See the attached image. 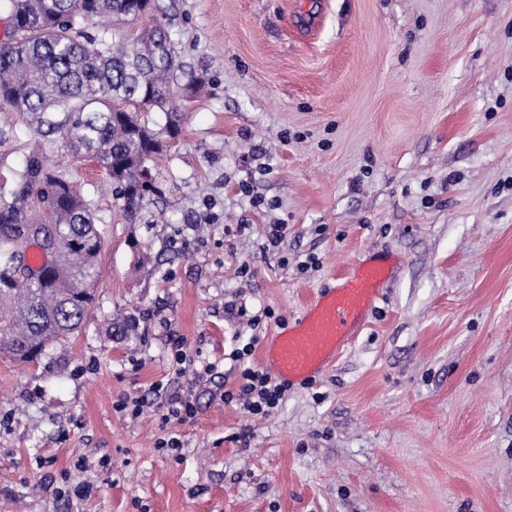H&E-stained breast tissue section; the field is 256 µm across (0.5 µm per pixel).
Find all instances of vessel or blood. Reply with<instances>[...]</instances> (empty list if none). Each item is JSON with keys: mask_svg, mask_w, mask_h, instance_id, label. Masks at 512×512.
<instances>
[{"mask_svg": "<svg viewBox=\"0 0 512 512\" xmlns=\"http://www.w3.org/2000/svg\"><path fill=\"white\" fill-rule=\"evenodd\" d=\"M390 275V257L358 262L321 289L294 323L278 328L262 346L270 374L286 384L314 378L332 364L364 324Z\"/></svg>", "mask_w": 512, "mask_h": 512, "instance_id": "b4317fda", "label": "vessel or blood"}]
</instances>
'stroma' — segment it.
I'll return each instance as SVG.
<instances>
[{
	"mask_svg": "<svg viewBox=\"0 0 512 512\" xmlns=\"http://www.w3.org/2000/svg\"><path fill=\"white\" fill-rule=\"evenodd\" d=\"M159 3L205 86L136 222L45 145L105 243L82 331L0 352V512H512V0ZM0 128L7 200L37 137ZM375 253L398 264L329 369L267 417L224 403L237 340ZM157 384L194 416L162 423Z\"/></svg>",
	"mask_w": 512,
	"mask_h": 512,
	"instance_id": "35a3bbf8",
	"label": "stroma"
}]
</instances>
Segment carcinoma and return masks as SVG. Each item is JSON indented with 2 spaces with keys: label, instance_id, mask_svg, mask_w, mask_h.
Listing matches in <instances>:
<instances>
[{
  "label": "carcinoma",
  "instance_id": "carcinoma-1",
  "mask_svg": "<svg viewBox=\"0 0 512 512\" xmlns=\"http://www.w3.org/2000/svg\"><path fill=\"white\" fill-rule=\"evenodd\" d=\"M11 26L0 44V104L43 138L62 135L68 150L107 171L130 221L150 193L148 163L178 135L183 113L174 95L192 97L199 85L175 86L183 68L156 0H0ZM144 22L126 46L86 31L95 20ZM142 109L164 112L160 133L142 123ZM45 247L37 269L17 252ZM104 238L79 188L29 152L17 188L0 201V350L41 356L79 332L88 318ZM37 274L18 284L17 267Z\"/></svg>",
  "mask_w": 512,
  "mask_h": 512
}]
</instances>
